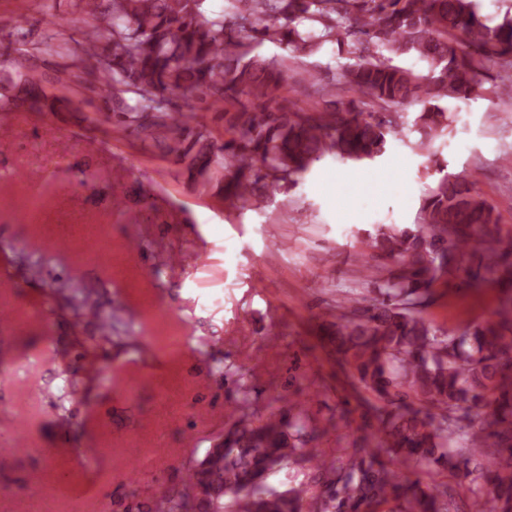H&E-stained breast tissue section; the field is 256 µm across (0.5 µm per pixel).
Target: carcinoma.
<instances>
[{
	"mask_svg": "<svg viewBox=\"0 0 512 512\" xmlns=\"http://www.w3.org/2000/svg\"><path fill=\"white\" fill-rule=\"evenodd\" d=\"M82 2L96 30L84 54L99 57L98 36L112 38V59L96 80L104 101L118 104L115 125L163 145L176 163L191 159L196 184L219 188L235 208L270 187L297 186L325 155L382 159L413 103L426 104L413 127L419 147L434 156L453 103L487 93L512 100L509 87L485 86L489 64L512 58V16L491 26L479 0H225L221 11L208 0ZM266 42L294 57L327 43L347 46L356 62L344 65L329 91L339 108L307 114L288 107V67L255 54ZM400 57L419 66L395 63ZM44 84L34 67L1 70L0 112L25 103L38 112L77 109ZM228 102L239 103L235 136L217 143L198 128L195 111L203 104L222 112ZM437 173L421 223L365 231L366 247L383 263L365 267L367 294L337 306L327 326L336 355L383 401L371 437L353 444L345 460L329 462L316 448L324 430L301 404L255 427L244 408L235 409L224 442L186 470L185 490L161 496L163 512H301L311 490L321 512L391 501L396 512H448V488L403 482L374 448L416 474L443 466L481 479L487 490H474L476 512H512V298L461 331L438 329L417 311L468 253L479 264L463 269L466 287H482L488 273L512 286V253L496 245L493 209L465 180L442 166ZM473 407L484 409L478 426L458 415ZM486 448L492 452L475 476L468 456ZM298 460L312 464L309 482L269 486L271 473Z\"/></svg>",
	"mask_w": 512,
	"mask_h": 512,
	"instance_id": "1",
	"label": "carcinoma"
}]
</instances>
